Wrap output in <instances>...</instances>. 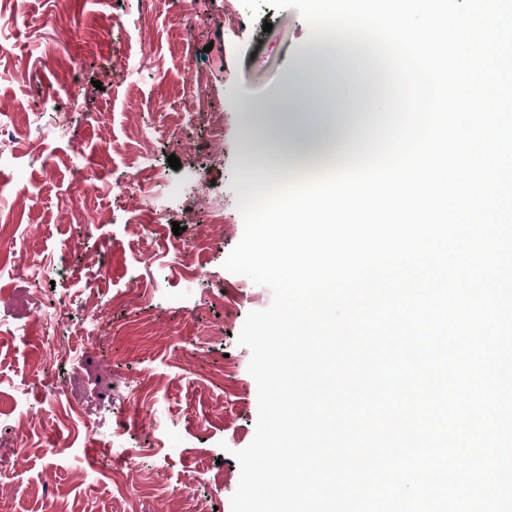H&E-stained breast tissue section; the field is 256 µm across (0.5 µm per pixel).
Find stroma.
<instances>
[{"instance_id":"stroma-1","label":"stroma","mask_w":512,"mask_h":512,"mask_svg":"<svg viewBox=\"0 0 512 512\" xmlns=\"http://www.w3.org/2000/svg\"><path fill=\"white\" fill-rule=\"evenodd\" d=\"M309 38L297 10L254 19L241 0H0V512H231L258 418L238 337L273 300L224 267L244 232L242 108L288 82ZM162 179L173 195L148 210L142 187ZM97 316L110 335L90 334ZM116 424L136 457L113 454Z\"/></svg>"}]
</instances>
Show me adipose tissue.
<instances>
[{
    "mask_svg": "<svg viewBox=\"0 0 512 512\" xmlns=\"http://www.w3.org/2000/svg\"><path fill=\"white\" fill-rule=\"evenodd\" d=\"M381 77L360 49L336 38L313 37L288 84L272 96L256 100L246 154L258 142L272 143L265 159V179L278 181L282 172L303 170L312 149L323 151L322 166L336 161V149L348 129L359 125L352 104L368 94L367 111H376Z\"/></svg>",
    "mask_w": 512,
    "mask_h": 512,
    "instance_id": "adipose-tissue-1",
    "label": "adipose tissue"
}]
</instances>
